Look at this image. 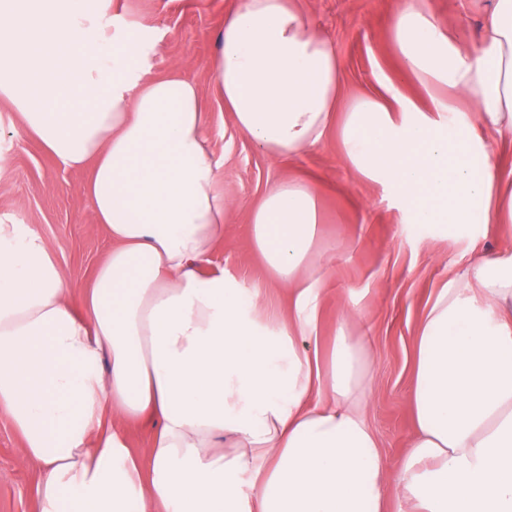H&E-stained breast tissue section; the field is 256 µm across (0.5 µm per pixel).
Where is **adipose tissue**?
I'll list each match as a JSON object with an SVG mask.
<instances>
[{
	"mask_svg": "<svg viewBox=\"0 0 512 512\" xmlns=\"http://www.w3.org/2000/svg\"><path fill=\"white\" fill-rule=\"evenodd\" d=\"M463 52L429 0H402L393 40L435 111L386 82L338 110L341 61L296 0H245L214 78L237 128L272 157L321 143L334 113L347 167L387 184L412 224L512 220L495 194L512 141V0H491ZM111 0H0V98L84 193L112 250L80 305L27 224H0V408L40 468V512H386L365 418L368 351L338 330L311 349L323 292L313 182H276L248 216L261 289L213 260L228 203L197 85L145 80L148 29L106 36ZM473 97L474 116L456 120ZM415 434L396 482L421 512H512V253L440 289L416 338ZM161 427L148 454L128 423Z\"/></svg>",
	"mask_w": 512,
	"mask_h": 512,
	"instance_id": "adipose-tissue-1",
	"label": "adipose tissue"
}]
</instances>
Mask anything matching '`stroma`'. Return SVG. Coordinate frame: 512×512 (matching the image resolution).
<instances>
[{
    "label": "stroma",
    "instance_id": "1",
    "mask_svg": "<svg viewBox=\"0 0 512 512\" xmlns=\"http://www.w3.org/2000/svg\"><path fill=\"white\" fill-rule=\"evenodd\" d=\"M240 0H112L117 40L141 24L152 28L149 77L174 66L198 85L209 116L211 150L219 187L231 206L215 262L257 285L276 312L288 309V292L270 283L246 228L249 212L277 181L297 176L316 181L325 211L321 242L331 248L323 270L317 351L328 363L338 329L364 343L372 378L365 392L367 420L380 442L386 473L395 476L414 436L410 399L415 339L429 303L450 278L471 262L512 251V224H474L444 234L435 224H407L384 183L346 167L335 129L294 157L273 158L240 132L213 77L215 36ZM311 27L339 52L341 104L382 93L386 81L430 108L426 93L405 75L397 58L391 22L400 0H299ZM440 25L460 49L471 47L486 0H430ZM0 222L28 224L73 276L88 287L112 243L97 224L81 189L88 171L63 168L34 140L14 106L0 99ZM22 438L0 411V512H40L37 465L20 453Z\"/></svg>",
    "mask_w": 512,
    "mask_h": 512
}]
</instances>
